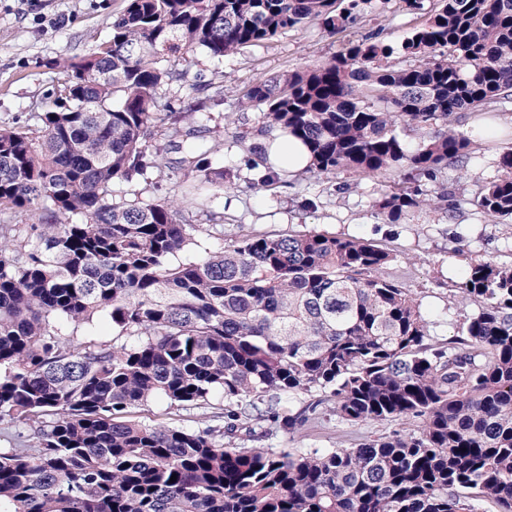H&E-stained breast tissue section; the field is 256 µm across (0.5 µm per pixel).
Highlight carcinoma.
<instances>
[{
    "label": "carcinoma",
    "mask_w": 512,
    "mask_h": 512,
    "mask_svg": "<svg viewBox=\"0 0 512 512\" xmlns=\"http://www.w3.org/2000/svg\"><path fill=\"white\" fill-rule=\"evenodd\" d=\"M440 2L399 45L349 40L241 95L319 174H404L375 202L386 224L451 201L410 182L463 169L460 113L512 96V0ZM359 18V0H125L111 40L63 64L54 108L0 129V512H512V265L469 268L457 295L476 312L434 345L422 300L384 275L395 256L367 239L240 234L174 263L202 232L183 198L112 202L113 181L171 150L185 181L224 177L193 113L159 104L160 56ZM500 168L478 207L511 221V147ZM103 315L110 340L62 334ZM216 393L204 427L130 418ZM327 417L401 428L355 448L246 446Z\"/></svg>",
    "instance_id": "1"
}]
</instances>
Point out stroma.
Returning a JSON list of instances; mask_svg holds the SVG:
<instances>
[{"instance_id": "stroma-1", "label": "stroma", "mask_w": 512, "mask_h": 512, "mask_svg": "<svg viewBox=\"0 0 512 512\" xmlns=\"http://www.w3.org/2000/svg\"><path fill=\"white\" fill-rule=\"evenodd\" d=\"M123 6L124 0H0V128L44 112L63 63L89 56L98 43L109 40L112 18ZM362 13L360 23L346 34H329L312 21L220 59L201 50L167 59L176 75L162 89L163 102L177 112L193 110L198 129L223 133L209 155L212 168L224 173L223 184L189 191L186 214L203 232L177 259L195 261L205 250L219 249L224 236L235 234L317 231L362 237L394 254L387 276L420 297L435 321L432 339L441 342L467 314L453 290L468 266L512 264V223L493 221L476 205L485 185L500 173L503 149L512 147V99L488 113L463 118L460 129L472 141L465 167L437 176L438 185L452 191L454 208L432 204L401 223H382L372 204L382 185L398 181L395 173L379 180L346 169L330 176L304 171L280 177L269 190L253 187L265 161V148L256 142L265 108L241 107L243 87L258 78L327 63L350 37L376 32L386 42L400 43L418 21L403 0H366ZM58 17L65 20L59 27L54 24ZM490 125L499 131L493 142L486 135ZM180 177L174 166L130 182L114 181L112 200L163 199L177 193ZM219 216L224 219L220 233L211 226ZM394 428L391 422L319 420L294 436L277 433L265 444L291 450L354 448L367 436Z\"/></svg>"}]
</instances>
